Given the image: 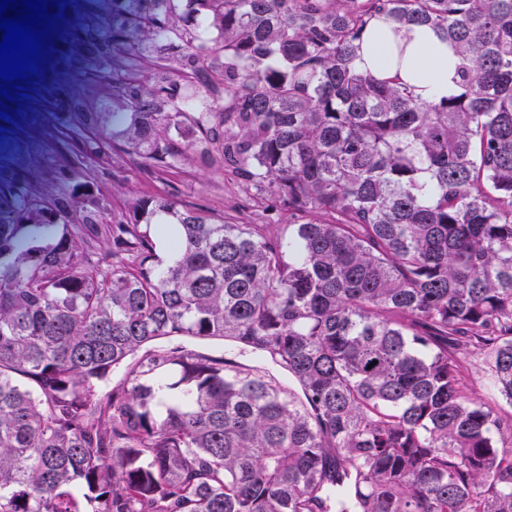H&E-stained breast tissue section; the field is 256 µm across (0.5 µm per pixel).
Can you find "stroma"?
<instances>
[{"label":"stroma","instance_id":"35a3bbf8","mask_svg":"<svg viewBox=\"0 0 512 512\" xmlns=\"http://www.w3.org/2000/svg\"><path fill=\"white\" fill-rule=\"evenodd\" d=\"M56 72V63H49L46 77L33 81L34 96L25 99L18 119L6 125L16 146L10 156L12 165L34 174L38 192H53L57 171L68 168L74 183L89 185L116 224L124 221L137 198L158 195L202 207L217 218L245 215L250 223H264V216L247 215L237 187L199 156H192L181 168L158 173L120 147L103 143L89 149L83 142L64 137L55 106Z\"/></svg>","mask_w":512,"mask_h":512}]
</instances>
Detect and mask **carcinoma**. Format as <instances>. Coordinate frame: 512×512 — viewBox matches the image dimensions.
Here are the masks:
<instances>
[{"label": "carcinoma", "mask_w": 512, "mask_h": 512, "mask_svg": "<svg viewBox=\"0 0 512 512\" xmlns=\"http://www.w3.org/2000/svg\"><path fill=\"white\" fill-rule=\"evenodd\" d=\"M67 13L64 135L162 170L197 153L288 223L149 196L112 224L0 139V512H512V413L461 364L512 406V0ZM377 16L447 41L456 89L360 69ZM173 41L152 85L112 76ZM88 75L123 117L75 93ZM224 342L281 376L204 351ZM464 377L469 393L483 400L491 401L495 398L491 381L485 372L483 360L480 355L467 359L464 367Z\"/></svg>", "instance_id": "1"}]
</instances>
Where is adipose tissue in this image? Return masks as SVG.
<instances>
[{"label": "adipose tissue", "instance_id": "ef3b65f1", "mask_svg": "<svg viewBox=\"0 0 512 512\" xmlns=\"http://www.w3.org/2000/svg\"><path fill=\"white\" fill-rule=\"evenodd\" d=\"M357 62L384 77L401 74L428 101L447 95L456 67L447 42L434 30L415 27L397 31L383 19L372 21Z\"/></svg>", "mask_w": 512, "mask_h": 512}]
</instances>
